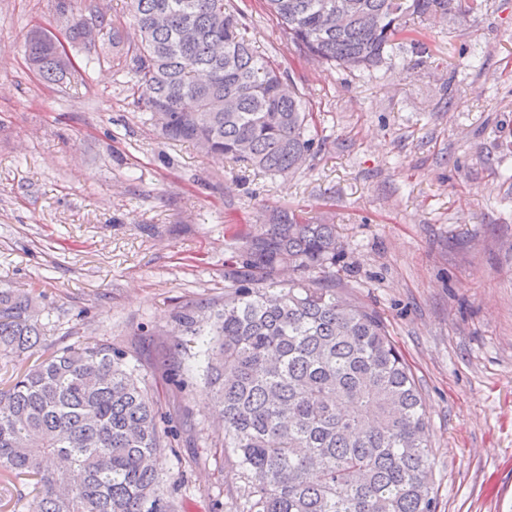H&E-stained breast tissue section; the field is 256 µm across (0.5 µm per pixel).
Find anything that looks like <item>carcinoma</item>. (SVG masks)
I'll list each match as a JSON object with an SVG mask.
<instances>
[{"instance_id":"obj_1","label":"carcinoma","mask_w":512,"mask_h":512,"mask_svg":"<svg viewBox=\"0 0 512 512\" xmlns=\"http://www.w3.org/2000/svg\"><path fill=\"white\" fill-rule=\"evenodd\" d=\"M476 0H264L295 47L343 68L372 69L411 19L472 10ZM68 8L69 38L85 25ZM139 40L116 57L130 90L164 111L163 135L272 174L312 154L309 113L284 72L245 33L226 0H129ZM47 30L27 55L48 85L67 62ZM209 317L204 379L243 482L244 512H435L420 391L373 309L317 281L280 276L336 264L334 224L279 211L241 237ZM35 297L0 289V360L22 372L0 388V484L34 481L27 512H174L159 467L173 430L110 344L42 345Z\"/></svg>"}]
</instances>
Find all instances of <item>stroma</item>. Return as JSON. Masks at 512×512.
I'll use <instances>...</instances> for the list:
<instances>
[{
    "mask_svg": "<svg viewBox=\"0 0 512 512\" xmlns=\"http://www.w3.org/2000/svg\"><path fill=\"white\" fill-rule=\"evenodd\" d=\"M57 0H0V289L37 294L45 345L108 343L178 437V512H242L236 459L182 317L224 304L239 235L289 209L335 225L319 279L376 310L428 419L436 512H512V0L417 21L371 70L287 41L262 0H230L312 115L318 149L271 176L163 139L111 54L68 48L44 84L34 27Z\"/></svg>",
    "mask_w": 512,
    "mask_h": 512,
    "instance_id": "35a3bbf8",
    "label": "stroma"
}]
</instances>
